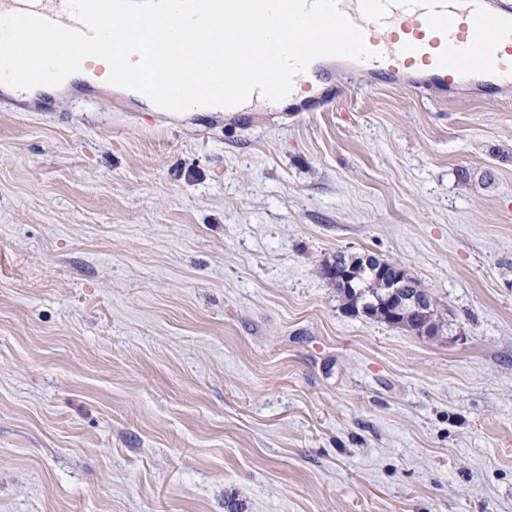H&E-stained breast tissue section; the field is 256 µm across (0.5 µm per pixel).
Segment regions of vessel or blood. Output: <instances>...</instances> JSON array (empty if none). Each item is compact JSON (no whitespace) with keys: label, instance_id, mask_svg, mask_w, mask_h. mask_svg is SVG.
Instances as JSON below:
<instances>
[{"label":"vessel or blood","instance_id":"1","mask_svg":"<svg viewBox=\"0 0 512 512\" xmlns=\"http://www.w3.org/2000/svg\"><path fill=\"white\" fill-rule=\"evenodd\" d=\"M375 58H320L306 70L303 109L319 112L335 100L336 76L361 71L375 82L440 101L461 88L477 94L512 87V9L500 0H339ZM0 11H27L74 26L66 0H0Z\"/></svg>","mask_w":512,"mask_h":512}]
</instances>
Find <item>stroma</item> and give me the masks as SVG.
<instances>
[{"label":"stroma","mask_w":512,"mask_h":512,"mask_svg":"<svg viewBox=\"0 0 512 512\" xmlns=\"http://www.w3.org/2000/svg\"><path fill=\"white\" fill-rule=\"evenodd\" d=\"M0 512H512V89L0 111ZM283 101L284 99L279 102L268 101L256 89L246 102L232 108H224V112H279V106ZM374 270L369 267H361L359 269L358 277H355L349 288L342 287L340 284L333 283L336 286L337 293L345 300L346 307L352 306L354 309L358 310L359 304L363 303V306L366 308H374L375 304L373 301V297L377 296L381 301V297L379 294L385 293V289L375 283L373 281V272ZM359 291V294L357 293ZM367 303H372V305H366Z\"/></svg>","instance_id":"1"}]
</instances>
